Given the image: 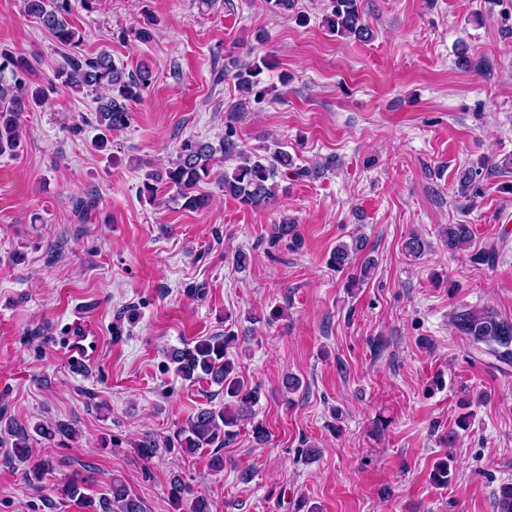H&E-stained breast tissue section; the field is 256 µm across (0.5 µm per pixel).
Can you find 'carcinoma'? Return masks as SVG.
<instances>
[{"mask_svg":"<svg viewBox=\"0 0 512 512\" xmlns=\"http://www.w3.org/2000/svg\"><path fill=\"white\" fill-rule=\"evenodd\" d=\"M332 9L323 19L328 32L344 39L366 41L371 36L360 0H331ZM24 12L36 20L57 43L68 49L63 64L56 72L57 84L50 89H61L72 94L94 96L95 121L100 130L99 144L106 135L125 128L130 120L131 104L141 100L143 92L152 83V71L146 65L134 73L117 67L112 57L101 52L89 56L82 52L83 35L69 21L71 0H23ZM266 55L242 65L234 57L225 59L224 73L235 81V88L244 103L258 102L265 96L260 75L271 67ZM33 63L7 49H0V154H15L22 144V115L37 108L47 96V90L33 80ZM236 130L228 126L219 147L197 139L182 142L176 161L163 170L145 175L139 193L152 201L163 187L176 191L175 199L185 208L198 210L207 199L196 194L198 184L210 175L215 154L236 155L238 164L224 173V194L251 209L272 205L278 196L279 180L288 176L293 160L287 152L276 148L265 149L262 155L240 148L235 140ZM448 251L466 249L472 241L469 224H448L441 230ZM268 248L278 250L281 245L297 247L299 236L295 223L284 219L272 226L267 240ZM365 242L354 237L351 243L341 242L330 255L329 264L343 270L353 264L354 256L362 252ZM453 328L468 338L478 350L497 359H512V321L502 319L490 309H458L451 316ZM235 335L227 333L209 336L183 347L166 351L174 365L177 377L189 381H205L224 391L233 399V406L199 408L174 432L177 445L188 454L202 448H222L238 435L240 426L254 417L253 407L260 400L258 387H250L238 376L228 350ZM13 437L7 456L25 464V475L31 485L40 483L52 468L51 461L33 456L30 434L22 426L9 427ZM61 492L80 503L84 512H145L143 501L132 494L120 479L112 480L109 495L95 498L84 493L83 486L71 481ZM495 512H512V482L502 484L494 494Z\"/></svg>","mask_w":512,"mask_h":512,"instance_id":"1","label":"carcinoma"}]
</instances>
